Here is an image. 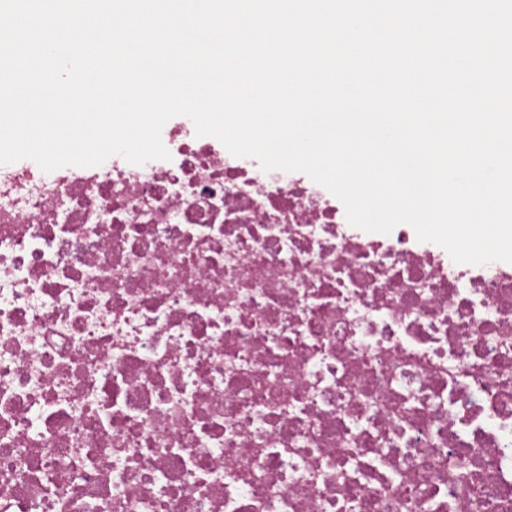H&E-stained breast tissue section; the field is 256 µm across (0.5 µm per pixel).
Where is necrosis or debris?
Here are the masks:
<instances>
[{"label": "necrosis or debris", "mask_w": 512, "mask_h": 512, "mask_svg": "<svg viewBox=\"0 0 512 512\" xmlns=\"http://www.w3.org/2000/svg\"><path fill=\"white\" fill-rule=\"evenodd\" d=\"M161 137L0 165V512H512V263Z\"/></svg>", "instance_id": "4bbe7bcc"}]
</instances>
